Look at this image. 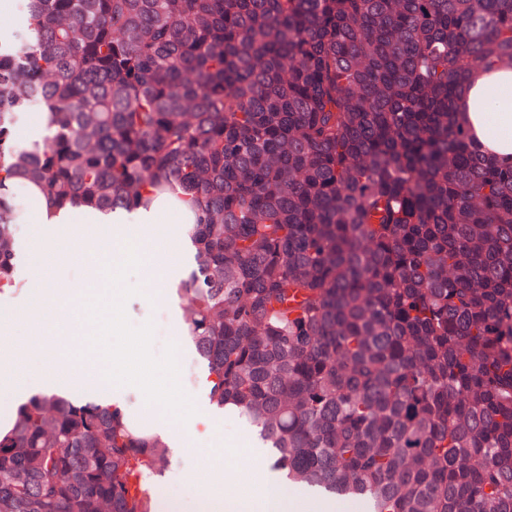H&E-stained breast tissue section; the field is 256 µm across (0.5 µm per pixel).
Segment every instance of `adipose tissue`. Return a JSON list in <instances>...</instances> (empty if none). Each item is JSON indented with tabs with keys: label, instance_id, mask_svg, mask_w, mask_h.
Here are the masks:
<instances>
[{
	"label": "adipose tissue",
	"instance_id": "1",
	"mask_svg": "<svg viewBox=\"0 0 512 512\" xmlns=\"http://www.w3.org/2000/svg\"><path fill=\"white\" fill-rule=\"evenodd\" d=\"M456 109L469 129L472 143L496 165L512 167V69L474 68L456 101ZM0 196L6 197L14 208V225L37 224L46 230L38 243L21 233L12 236L13 285L6 288L5 297L20 314L30 310L22 289L32 286L37 257L42 252L51 253L62 247L68 256L85 265L87 288L63 297L53 281L47 279L40 296L41 307H65L77 325L83 321L82 305L102 297L128 261L139 265L145 284L152 288L167 287L195 266V248L189 239H182L176 258L168 264L162 260V249L152 235L154 225L166 223L173 212L169 199L158 200L148 209L96 211L81 205L61 208L51 203L38 185H22L9 179L0 182ZM55 362L52 388H66L78 380L91 389L103 380L102 367L94 356L77 362L60 353ZM287 497V486L276 472L268 471L261 491L244 492L239 504L244 512H276Z\"/></svg>",
	"mask_w": 512,
	"mask_h": 512
}]
</instances>
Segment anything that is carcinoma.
<instances>
[{
  "mask_svg": "<svg viewBox=\"0 0 512 512\" xmlns=\"http://www.w3.org/2000/svg\"><path fill=\"white\" fill-rule=\"evenodd\" d=\"M0 181L59 207L181 192L178 288L209 401L288 483L370 512H512V168L456 117L512 67V0H22ZM54 133L26 148L32 105ZM0 198V290L11 286ZM159 436L33 398L0 512H158Z\"/></svg>",
  "mask_w": 512,
  "mask_h": 512,
  "instance_id": "cac0c4a2",
  "label": "carcinoma"
}]
</instances>
